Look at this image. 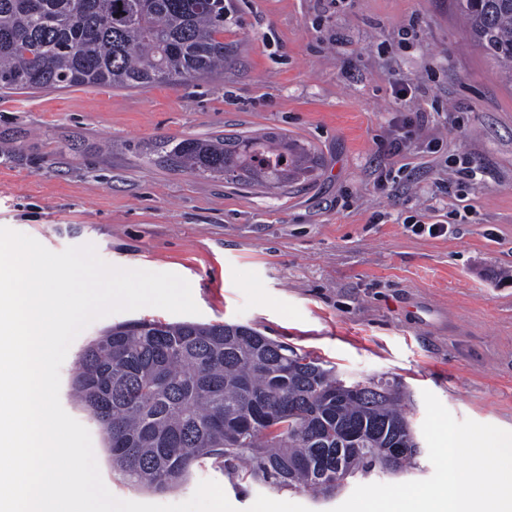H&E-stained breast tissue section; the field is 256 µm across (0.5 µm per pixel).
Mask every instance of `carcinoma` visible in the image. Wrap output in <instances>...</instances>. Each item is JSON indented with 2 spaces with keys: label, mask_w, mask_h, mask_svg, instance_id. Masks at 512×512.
I'll list each match as a JSON object with an SVG mask.
<instances>
[{
  "label": "carcinoma",
  "mask_w": 512,
  "mask_h": 512,
  "mask_svg": "<svg viewBox=\"0 0 512 512\" xmlns=\"http://www.w3.org/2000/svg\"><path fill=\"white\" fill-rule=\"evenodd\" d=\"M474 41L512 83V0H455ZM224 0H0V88L182 83L224 64ZM191 173L283 187L314 176L310 147L286 135L183 139L170 151ZM341 380L245 325L139 320L79 353L71 388L97 426L112 472L165 492L211 462L240 480L336 493L383 470L381 448L413 437L406 392L387 380L336 392ZM360 434L355 442L345 434Z\"/></svg>",
  "instance_id": "1"
}]
</instances>
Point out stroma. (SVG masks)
Listing matches in <instances>:
<instances>
[{
	"mask_svg": "<svg viewBox=\"0 0 512 512\" xmlns=\"http://www.w3.org/2000/svg\"><path fill=\"white\" fill-rule=\"evenodd\" d=\"M224 67L150 87L0 89V227L54 252L93 244L106 263L186 279L198 323L255 328L343 379L423 391L459 420L512 431V86L454 0H229ZM413 30L400 40L401 28ZM425 144L388 154L417 108ZM283 133L308 144L315 179L243 186L173 167L172 142ZM441 222L440 236L411 232ZM146 307L98 319L60 369L65 411L89 341ZM117 498L173 504L213 480L244 512L258 495L332 512L336 495L275 491L205 465L166 493L125 487L100 437Z\"/></svg>",
	"mask_w": 512,
	"mask_h": 512,
	"instance_id": "35a3bbf8",
	"label": "stroma"
}]
</instances>
